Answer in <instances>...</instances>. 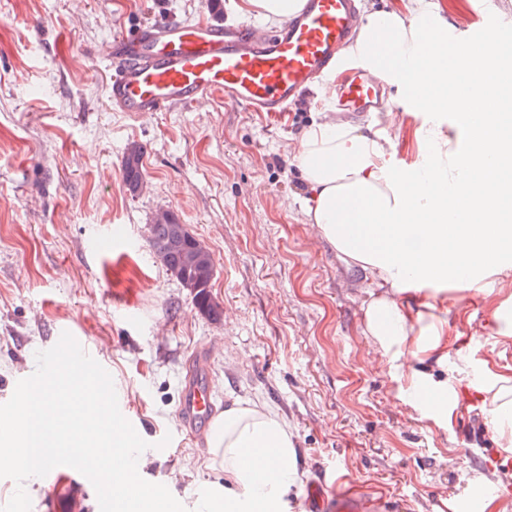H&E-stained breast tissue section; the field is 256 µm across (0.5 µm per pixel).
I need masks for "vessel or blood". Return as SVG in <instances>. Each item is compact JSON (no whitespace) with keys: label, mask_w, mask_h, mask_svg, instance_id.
I'll use <instances>...</instances> for the list:
<instances>
[{"label":"vessel or blood","mask_w":512,"mask_h":512,"mask_svg":"<svg viewBox=\"0 0 512 512\" xmlns=\"http://www.w3.org/2000/svg\"><path fill=\"white\" fill-rule=\"evenodd\" d=\"M359 22L358 0H306L301 13L273 30L233 21H165L119 33L105 48L112 70L107 103L136 117L220 99L277 122L314 84L328 82L342 111L381 112L389 99L379 78L343 66ZM214 415L209 378L185 377L178 416L186 431ZM327 483L323 477L313 485L310 512H389L381 496L340 490L326 497Z\"/></svg>","instance_id":"b4317fda"}]
</instances>
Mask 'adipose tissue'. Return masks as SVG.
<instances>
[{"label": "adipose tissue", "mask_w": 512, "mask_h": 512, "mask_svg": "<svg viewBox=\"0 0 512 512\" xmlns=\"http://www.w3.org/2000/svg\"><path fill=\"white\" fill-rule=\"evenodd\" d=\"M346 54L465 131L437 123L415 131L425 158L404 169L392 164L379 131L329 116L314 123L295 154L311 191L306 221L365 272L362 332L381 363L400 370L401 396L441 426L463 402H479L497 448L512 455V366L486 364L477 382L466 364L445 370L453 324L465 312L435 311L449 293H481L499 343L512 345V113L501 98L512 46L449 42L447 19L427 0H397L364 11ZM208 448L224 470V495L194 512H278L296 474L282 418L260 404L225 410Z\"/></svg>", "instance_id": "1"}]
</instances>
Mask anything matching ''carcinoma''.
Instances as JSON below:
<instances>
[{
  "mask_svg": "<svg viewBox=\"0 0 512 512\" xmlns=\"http://www.w3.org/2000/svg\"><path fill=\"white\" fill-rule=\"evenodd\" d=\"M143 155L144 148L134 146L123 161V179L128 190L134 194L140 192L144 183ZM181 228L178 217L169 214L165 221L150 225V245L166 270L193 294L198 312L217 321L222 314L221 306L212 296L211 282L199 280L196 268L189 263L187 240L181 237Z\"/></svg>",
  "mask_w": 512,
  "mask_h": 512,
  "instance_id": "1",
  "label": "carcinoma"
}]
</instances>
